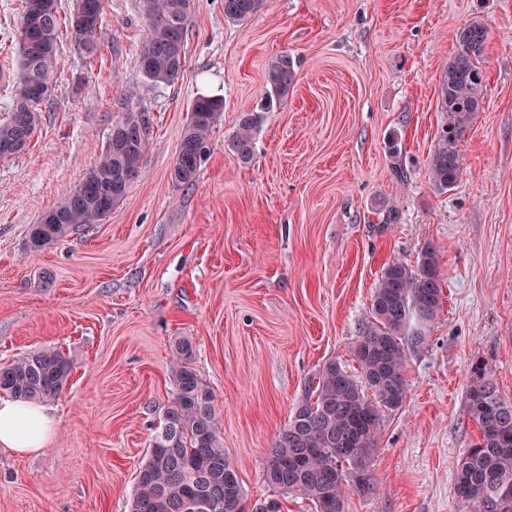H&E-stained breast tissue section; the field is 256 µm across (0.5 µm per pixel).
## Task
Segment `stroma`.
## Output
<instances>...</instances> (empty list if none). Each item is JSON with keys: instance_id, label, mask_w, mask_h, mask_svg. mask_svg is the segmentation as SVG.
Masks as SVG:
<instances>
[{"instance_id": "obj_1", "label": "stroma", "mask_w": 512, "mask_h": 512, "mask_svg": "<svg viewBox=\"0 0 512 512\" xmlns=\"http://www.w3.org/2000/svg\"><path fill=\"white\" fill-rule=\"evenodd\" d=\"M140 0H105L93 61L61 37L59 85L29 149L0 162V364L44 346L72 362L46 403L41 455L0 449V512H129L134 477L172 401L174 338L188 337L214 396L246 507L279 498L264 478L278 434L326 362L354 346L382 268L438 250L443 307L408 355V390L371 454L370 489L344 512H468L455 494L478 426L476 362L512 404V0H265L248 19L193 0L181 79L137 75ZM22 0H0V111L12 94ZM488 38L481 112L456 149L457 185L428 176L455 33ZM295 77L269 101L265 68ZM223 98L191 186L172 182L188 110ZM148 115L144 169L100 224L38 252L29 230L94 166L122 105ZM256 114L255 150L228 143ZM397 213L388 222L389 213ZM294 75L293 63L288 55H280L270 61L264 75L268 94L278 99L285 97L294 80Z\"/></svg>"}]
</instances>
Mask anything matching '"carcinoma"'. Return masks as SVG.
Returning <instances> with one entry per match:
<instances>
[{
  "mask_svg": "<svg viewBox=\"0 0 512 512\" xmlns=\"http://www.w3.org/2000/svg\"><path fill=\"white\" fill-rule=\"evenodd\" d=\"M265 0H224V16L245 20ZM147 33L139 46L138 76L155 87L178 81L185 70V41L191 0H141ZM104 0H75L68 19L60 17L57 0H23L17 30L15 95L0 119V161L22 155L12 151L18 140L30 146L40 124V106L48 102L58 82L62 26L70 29L79 53L92 61L104 42ZM458 50L448 61L439 95L444 112L429 163V179L440 192L455 187L461 158L456 144L483 104L487 32L472 22L457 31ZM288 55L270 61L265 70L268 94L281 99L294 80ZM223 99L198 96L189 108L171 179L195 182L208 138ZM257 118L245 113L228 149L241 161L254 153ZM145 111L124 104L122 118L112 124L98 162L83 181L46 210L30 228V249L39 251L82 226L99 224L124 199L140 177L149 145ZM443 284L437 249L428 246L415 264L395 259L377 280L371 303L373 320L358 330L354 356L359 374L344 371L334 361L311 377L310 398L298 406L278 435L273 454L288 464L278 472L265 470L267 483L282 495L298 494L313 512H343L352 488L372 485L368 464L381 434L385 412L398 409L407 393L409 350L426 342L428 326L443 306ZM170 369L173 399L164 425L139 466L130 512H186L183 505L200 501L197 512H242L244 491L237 471L224 452L221 429L206 389L193 367L195 350L186 337L173 343ZM72 363L56 347L30 351L0 366V392L16 399L42 403L57 397L68 382ZM372 395H367V392ZM466 404L478 426L479 439L457 466L454 489L469 512H512V406H506L490 379V367L479 362L466 391Z\"/></svg>",
  "mask_w": 512,
  "mask_h": 512,
  "instance_id": "carcinoma-1",
  "label": "carcinoma"
}]
</instances>
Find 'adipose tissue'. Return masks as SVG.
<instances>
[{"label":"adipose tissue","instance_id":"ef3b65f1","mask_svg":"<svg viewBox=\"0 0 512 512\" xmlns=\"http://www.w3.org/2000/svg\"><path fill=\"white\" fill-rule=\"evenodd\" d=\"M55 433V421L45 407L0 398V447L20 455L40 454Z\"/></svg>","mask_w":512,"mask_h":512}]
</instances>
